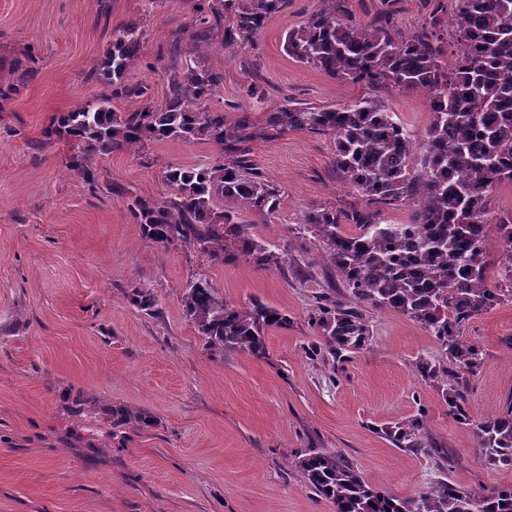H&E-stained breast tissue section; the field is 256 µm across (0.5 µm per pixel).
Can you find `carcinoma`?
<instances>
[{"label": "carcinoma", "mask_w": 512, "mask_h": 512, "mask_svg": "<svg viewBox=\"0 0 512 512\" xmlns=\"http://www.w3.org/2000/svg\"><path fill=\"white\" fill-rule=\"evenodd\" d=\"M284 0H200L195 36L208 34L233 13L224 43L249 41L263 32ZM432 10L427 27L411 36L394 29L393 10L359 23L335 7L320 9L301 27L288 31L290 58L333 79L361 84L368 92L348 103L307 107L288 101L256 129L244 114L228 127L224 109L209 101L224 83L220 72L188 67L171 78L164 105L118 112L114 101L144 91L127 86L124 74L138 54V27L131 23L113 35L112 52L101 67L112 93L86 101L43 130L44 143L61 131L82 141L94 155L108 156L144 140L207 142L220 159L207 167L164 171L170 197L136 198L131 214L151 244L193 246L203 257L224 262L226 239L240 256L258 266L278 260L270 245L249 235L239 221L242 208L268 221L280 207L279 194L262 178L244 144L269 132L318 131L335 141L333 163L344 182L364 198L362 206L317 208L304 212V231L324 246L347 296H318L311 325L341 358L362 349L371 336L362 307L393 309L419 324L444 348L448 366L419 364L421 376L447 383L445 401L457 421L474 424L478 460L512 470V403L476 423L455 380L475 375L482 352L463 336L472 318L512 299V215L496 218L503 246L502 288L489 282L485 229L487 201L496 187L512 183V0H457L450 19L455 36L452 62ZM394 87L425 94L431 122L423 138L390 115L380 92ZM411 207L404 224H384L379 207ZM357 232L347 234L343 225ZM184 306L212 352L238 350L261 357L266 331L288 324L280 311L263 303L230 306L207 282L187 285ZM423 413L383 430L397 448H430ZM141 413L112 411V428L145 424ZM310 488L330 501L335 512H512V487L479 494L439 481L417 497L380 491L342 456L307 448L296 456Z\"/></svg>", "instance_id": "1"}]
</instances>
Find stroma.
<instances>
[{
    "label": "stroma",
    "instance_id": "obj_1",
    "mask_svg": "<svg viewBox=\"0 0 512 512\" xmlns=\"http://www.w3.org/2000/svg\"><path fill=\"white\" fill-rule=\"evenodd\" d=\"M199 0H0V512H334L295 465L304 448L340 453L369 484L413 498L439 481L481 492L512 485V471L478 462L471 426L448 413L442 382L419 360L446 363L419 324L367 308L372 337L336 359L309 317L318 295L343 285L304 236L311 208L362 204L337 175L328 135L288 131L250 144L263 178L280 192L274 219L242 213L251 237L291 250L279 265L207 261L186 245L146 242L129 207L162 200L166 167L213 163L214 145L148 140L84 158L79 141L42 132L61 113L111 92L99 66L113 31L135 22L140 51L127 84L141 97L120 112L166 101L173 72L201 65L224 76L213 99L226 125L247 105L264 126L287 99L335 105L362 94L294 62L284 38L322 0H286L253 41L225 46L186 33ZM260 85L265 99L247 100ZM417 135L430 122L419 93L386 91ZM86 159L96 184L72 170ZM208 282L239 308L259 301L287 315L266 333V353H210L187 316L190 281ZM156 296L155 312L132 302ZM468 341L483 365L459 379L473 420L512 401V303L471 319ZM100 401L76 413V393ZM149 423L113 431L111 408ZM424 413L432 448L395 447L384 426Z\"/></svg>",
    "mask_w": 512,
    "mask_h": 512
}]
</instances>
